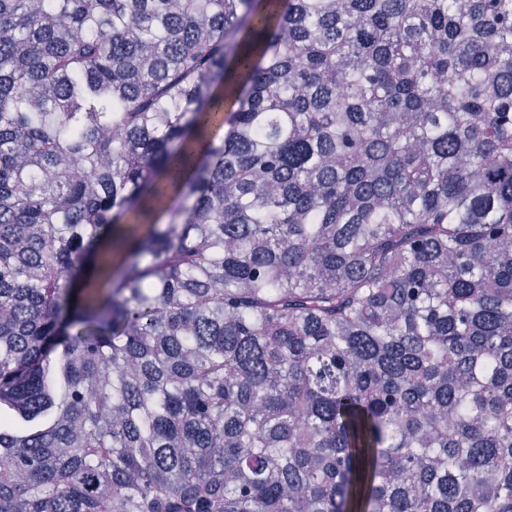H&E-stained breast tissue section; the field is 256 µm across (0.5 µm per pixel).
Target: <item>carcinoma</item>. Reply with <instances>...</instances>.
Segmentation results:
<instances>
[{
  "mask_svg": "<svg viewBox=\"0 0 512 512\" xmlns=\"http://www.w3.org/2000/svg\"><path fill=\"white\" fill-rule=\"evenodd\" d=\"M0 512H512V0H0Z\"/></svg>",
  "mask_w": 512,
  "mask_h": 512,
  "instance_id": "obj_1",
  "label": "carcinoma"
}]
</instances>
